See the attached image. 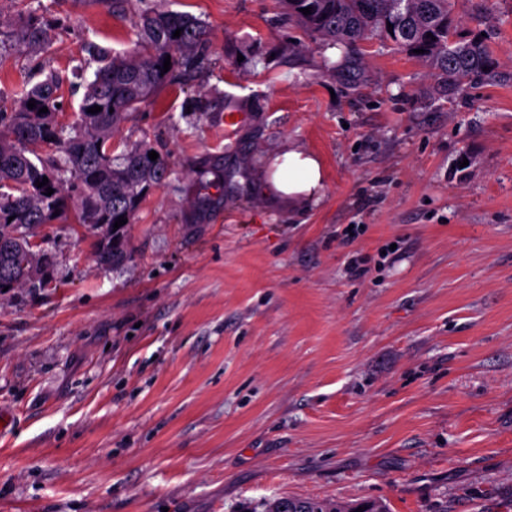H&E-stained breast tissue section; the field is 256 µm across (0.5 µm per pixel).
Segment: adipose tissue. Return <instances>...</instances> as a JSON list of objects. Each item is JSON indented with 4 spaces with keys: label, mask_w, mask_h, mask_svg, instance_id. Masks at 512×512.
<instances>
[{
    "label": "adipose tissue",
    "mask_w": 512,
    "mask_h": 512,
    "mask_svg": "<svg viewBox=\"0 0 512 512\" xmlns=\"http://www.w3.org/2000/svg\"><path fill=\"white\" fill-rule=\"evenodd\" d=\"M270 181L279 193L311 199L323 187L324 171L315 156L291 148L276 157Z\"/></svg>",
    "instance_id": "ef3b65f1"
}]
</instances>
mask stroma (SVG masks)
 Segmentation results:
<instances>
[{"mask_svg": "<svg viewBox=\"0 0 512 512\" xmlns=\"http://www.w3.org/2000/svg\"><path fill=\"white\" fill-rule=\"evenodd\" d=\"M147 6L200 18L209 63L113 137L174 169L129 225V259L100 265L95 234L58 220L34 237L48 285L0 293V512L285 495L512 512V0H456L494 65L446 95L377 40L346 65L280 0H0V110L55 72L74 121L85 44L130 51ZM30 13L47 52L15 38ZM231 104L248 119L228 137ZM290 148L320 160L318 199L262 192ZM217 163L220 185L200 176Z\"/></svg>", "mask_w": 512, "mask_h": 512, "instance_id": "obj_1", "label": "stroma"}]
</instances>
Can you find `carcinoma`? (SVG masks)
Listing matches in <instances>:
<instances>
[{"instance_id": "cac0c4a2", "label": "carcinoma", "mask_w": 512, "mask_h": 512, "mask_svg": "<svg viewBox=\"0 0 512 512\" xmlns=\"http://www.w3.org/2000/svg\"><path fill=\"white\" fill-rule=\"evenodd\" d=\"M289 19L312 41L333 40L348 49L379 39L395 50H422L444 89L461 88L493 66L484 41L458 36L453 0H283ZM312 7L305 15L300 9ZM393 25L388 32L387 24ZM135 47L113 55L95 44L85 48L97 64L87 83L79 114L62 126L55 120L61 80L49 73L20 97L12 112L0 113V291L4 287L39 288L53 257L31 243L36 230L67 219L68 199H77L73 221L97 224L101 236L95 254L104 265L127 258L126 228L148 191L172 174L166 155L152 161V148L135 144L112 154V137L120 124L157 91L183 75L201 69L209 48L205 24L187 12L146 10L135 22ZM181 35L173 37L176 30ZM432 37H427V34ZM34 52L50 46L47 28L35 16L18 32ZM171 66L161 73L165 58ZM36 107L28 108L29 101ZM98 105L102 110L91 114ZM46 107L48 112L39 109ZM48 178L37 187L36 182ZM54 193L49 195L47 188ZM127 223L114 228L118 217ZM263 512H356L333 500L281 497L261 504Z\"/></svg>"}]
</instances>
